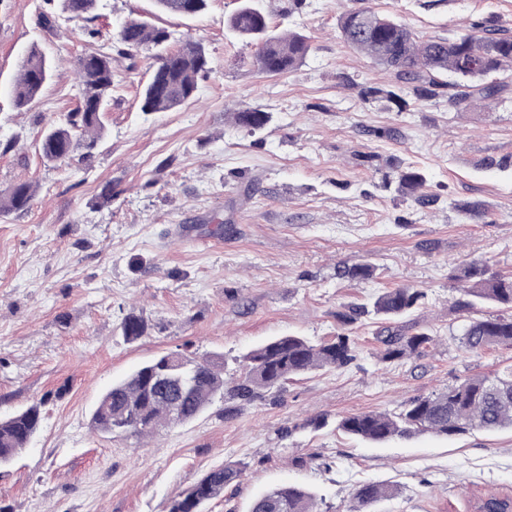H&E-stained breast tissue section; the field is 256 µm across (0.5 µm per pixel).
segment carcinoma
Listing matches in <instances>:
<instances>
[{
	"label": "carcinoma",
	"instance_id": "cac0c4a2",
	"mask_svg": "<svg viewBox=\"0 0 512 512\" xmlns=\"http://www.w3.org/2000/svg\"><path fill=\"white\" fill-rule=\"evenodd\" d=\"M61 11L70 19L84 22V31L94 37L92 27L100 0H61ZM208 0H154V6L166 13L195 18L207 8ZM230 34L256 46L255 64L264 73L281 74L302 64L309 51V38L297 31L277 33L271 29L269 11L264 0H239L238 7L227 17ZM343 40L367 54L376 64L411 83L429 77V85L437 86L436 73H446L464 83L455 94V107H467L475 98L486 100L500 92L491 83L470 86V82L504 70H512V35L499 29L482 28L449 40L433 37L416 40L413 32L393 17L369 9L348 10L338 19ZM118 54L130 58L132 52L145 50L155 59L150 79L141 92V112H167L188 102L197 88L198 77L208 72L204 46L190 38H176L147 18L126 20L117 31ZM51 61L37 47H31L20 64L12 87L15 108L28 106L40 94L52 76ZM73 71L81 86L80 104L61 125L42 132L38 153L47 163L71 159L82 148V158L89 159L102 140L103 116L112 100L119 80L112 68V46L78 57ZM474 91H468V88ZM363 100L381 98L401 112L407 101L391 90L378 87L360 89ZM272 115L258 107H245L236 112L235 123L255 134L265 128ZM386 183L396 184V191L420 206L437 202V197L424 192L427 177L411 167L391 168ZM34 195L33 185L18 183L0 194V213L22 210ZM374 267L358 263L337 270L348 280L363 281L373 277ZM451 279L461 285L463 297L458 308L470 311L482 302H492L512 310V273L492 272L480 262L472 261L454 269ZM426 298V292L409 287L391 288L369 304L354 305L341 315L344 324L355 323L369 313L383 321L378 332L384 349L382 360L392 362L410 356L432 341L425 328L413 322L402 325ZM122 334L134 341L143 335V321L128 315ZM461 344L470 351L492 346L512 347V313L468 318L462 330ZM182 364L170 370L169 355L155 357L112 384L99 399L92 414L94 431L112 434L123 426L128 433L150 436L174 425L170 392L173 381L181 374L192 376L193 382L178 394L180 423L192 421L216 397L234 406L224 409L233 415L257 402H262L292 376L323 368L341 369L355 360L354 339L341 332L327 342L313 343L301 336H284L258 346L242 357V368L230 378L224 369L206 357L180 354ZM40 411L34 405L0 419V472L9 468L28 446L40 426ZM512 428V368L492 378L470 377L458 385L431 396L411 401L398 414L382 412L358 413L341 419L339 428L349 435L371 441H385L419 431L438 435L463 434L473 429L494 431ZM241 462L217 466L192 487L173 500L168 512H202L204 504L224 492V488L242 477ZM395 495L384 483L367 482L354 495L350 512H377L375 506ZM249 512H320L313 494L295 485L273 487L256 497Z\"/></svg>",
	"mask_w": 512,
	"mask_h": 512
}]
</instances>
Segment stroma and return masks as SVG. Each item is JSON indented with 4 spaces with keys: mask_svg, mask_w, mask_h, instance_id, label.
<instances>
[{
    "mask_svg": "<svg viewBox=\"0 0 512 512\" xmlns=\"http://www.w3.org/2000/svg\"><path fill=\"white\" fill-rule=\"evenodd\" d=\"M237 0H210L193 20L153 0H103L93 26L39 25L42 0H0V191L33 184L28 208L0 215V417L39 405L28 449L0 474L5 512H168L210 469L246 463L239 481L204 512H248L278 485L315 493L321 512H348L359 484L397 489L382 512H472L477 499L512 496V429L454 436L419 432L372 443L345 434L342 417L401 412L411 400L512 367V347L466 350L451 274L480 260L512 272V71L490 75L499 99L452 107L450 85L414 98L409 84L341 38L338 17L370 8L422 40L454 39L481 23L512 33V0H309L284 13L266 0L277 30L308 36L293 70L268 75L253 48L224 27ZM150 15L175 36L200 41L211 70L192 100L144 114L151 57L112 62L120 84L95 156L44 163L42 131L78 105L69 59L109 43L121 22ZM53 64L40 97L18 110L11 89L25 50ZM393 86L408 101L363 102L358 85ZM260 106L272 119L248 134L233 119ZM376 128L391 137L373 136ZM401 164L422 170L438 201L421 208L383 185ZM112 201L99 205L104 187ZM480 203L471 220L458 211ZM369 263L373 278H338ZM409 286L426 298L412 314L433 335L420 354L379 359L381 323L350 326L355 360L288 381L233 416L223 400L151 438L92 432L112 383L168 352L223 359L279 336L314 342L342 330L338 313ZM143 336L126 340L127 315Z\"/></svg>",
    "mask_w": 512,
    "mask_h": 512,
    "instance_id": "stroma-1",
    "label": "stroma"
}]
</instances>
